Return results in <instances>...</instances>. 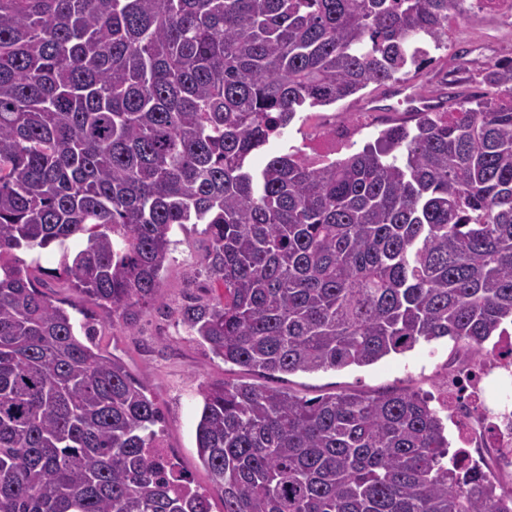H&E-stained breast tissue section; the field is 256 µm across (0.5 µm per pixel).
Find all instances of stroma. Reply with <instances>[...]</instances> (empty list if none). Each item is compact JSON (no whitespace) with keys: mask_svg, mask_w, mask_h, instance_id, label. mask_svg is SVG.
Wrapping results in <instances>:
<instances>
[{"mask_svg":"<svg viewBox=\"0 0 512 512\" xmlns=\"http://www.w3.org/2000/svg\"><path fill=\"white\" fill-rule=\"evenodd\" d=\"M449 26L448 45L434 51V62L423 79L422 94L429 98L442 78L454 70L461 51H468L470 58L481 61L512 57V28L487 12L471 8L468 0H459ZM365 94V100L356 104L343 101L323 108L318 114L305 112L303 120L294 121L272 143V150L287 153L310 147L319 151L328 131L344 128L348 135L337 142V157L361 151L392 118L391 113L374 108V97H386V90L369 88ZM172 239L174 244L162 274L159 297L156 302L137 308L132 324L112 321L105 309L86 302L75 289L58 287L55 280H48L47 291L71 306L76 322L92 317L95 344L122 361L143 384L147 396L159 409L156 428L163 435L168 455L191 486L208 495L212 512H222L224 492L211 482L197 456L195 426L204 384L247 381L306 399L343 390L374 394L403 389L432 398L439 392L449 367L472 356L464 343L443 338L419 343L412 351L370 366L336 371L269 376L224 363L191 335L180 317L184 304L193 300L210 302L220 293L218 283L203 268L207 245L203 227L188 224L175 228Z\"/></svg>","mask_w":512,"mask_h":512,"instance_id":"obj_1","label":"stroma"}]
</instances>
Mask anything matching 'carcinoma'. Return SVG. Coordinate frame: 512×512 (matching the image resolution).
Here are the masks:
<instances>
[{
    "label": "carcinoma",
    "mask_w": 512,
    "mask_h": 512,
    "mask_svg": "<svg viewBox=\"0 0 512 512\" xmlns=\"http://www.w3.org/2000/svg\"><path fill=\"white\" fill-rule=\"evenodd\" d=\"M459 0H0V512H211L163 472L160 416L20 250L114 319L158 298L174 226L205 225L214 303L181 320L267 374L368 366L512 324V58L484 92L357 153L251 159L305 108L432 62ZM83 335H78L77 331ZM224 512H512L411 390L306 400L203 387Z\"/></svg>",
    "instance_id": "1"
}]
</instances>
